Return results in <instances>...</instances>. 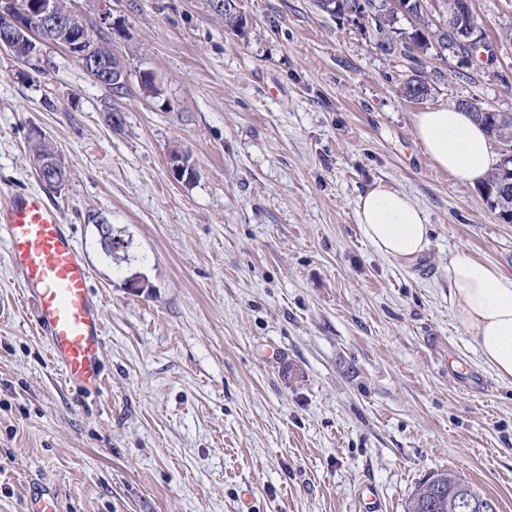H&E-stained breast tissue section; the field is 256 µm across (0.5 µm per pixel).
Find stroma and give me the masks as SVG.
<instances>
[{"instance_id":"obj_1","label":"stroma","mask_w":512,"mask_h":512,"mask_svg":"<svg viewBox=\"0 0 512 512\" xmlns=\"http://www.w3.org/2000/svg\"><path fill=\"white\" fill-rule=\"evenodd\" d=\"M236 4L231 33L213 0H66L109 35L119 97L58 44L37 69L0 48V199L60 208L104 325V384L86 396L0 236V512L45 491L57 512H359L367 485L378 512H404L442 470L512 512V381L483 364L448 285L461 250L512 276V223L413 132L416 113L461 100L512 113V0H472L495 60H429L419 102L399 92L416 63L358 22L314 0ZM38 134L62 190L37 177ZM176 151L191 181L173 178ZM378 180L426 212L417 260L360 233L355 202Z\"/></svg>"}]
</instances>
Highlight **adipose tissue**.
<instances>
[{"instance_id":"ef3b65f1","label":"adipose tissue","mask_w":512,"mask_h":512,"mask_svg":"<svg viewBox=\"0 0 512 512\" xmlns=\"http://www.w3.org/2000/svg\"><path fill=\"white\" fill-rule=\"evenodd\" d=\"M413 130L428 159L462 184L480 185L499 161L483 127L465 109L417 113ZM355 213L365 239L387 258L411 259L429 243L423 208L386 183L359 195ZM448 278L452 307L482 360L498 378L512 380V277L459 252L448 260Z\"/></svg>"}]
</instances>
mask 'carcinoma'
Wrapping results in <instances>:
<instances>
[{"label": "carcinoma", "mask_w": 512, "mask_h": 512, "mask_svg": "<svg viewBox=\"0 0 512 512\" xmlns=\"http://www.w3.org/2000/svg\"><path fill=\"white\" fill-rule=\"evenodd\" d=\"M316 5L323 12L363 22L383 50L393 52L399 49L404 56L412 58L415 53L434 47L441 56L447 51L460 62H467L468 49L453 41L450 28H438L430 21L427 0H406L407 14L412 17L410 32L397 27L399 15L390 9L388 0H316ZM401 92L411 100L422 101L431 93V85L425 75L415 74L403 83ZM458 106L468 110L485 126L499 150H512V114L479 112L471 109L470 102L466 100L459 102ZM484 195L490 208L502 220L511 223L512 164L506 168L499 164L493 169L484 186ZM465 493L483 498L460 475L448 470L436 471L416 485L405 503V512H462L459 498Z\"/></svg>", "instance_id": "cac0c4a2"}]
</instances>
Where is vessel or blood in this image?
<instances>
[{"label": "vessel or blood", "mask_w": 512, "mask_h": 512, "mask_svg": "<svg viewBox=\"0 0 512 512\" xmlns=\"http://www.w3.org/2000/svg\"><path fill=\"white\" fill-rule=\"evenodd\" d=\"M0 234L21 286L37 303L36 326L66 382L85 391L103 383L101 307L90 269L60 210L35 191L20 190L0 204Z\"/></svg>", "instance_id": "obj_1"}]
</instances>
